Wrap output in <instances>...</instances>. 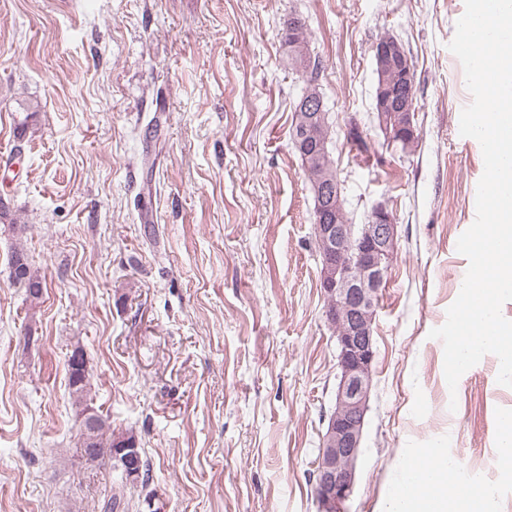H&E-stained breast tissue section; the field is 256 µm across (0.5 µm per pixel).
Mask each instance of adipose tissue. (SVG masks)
Returning a JSON list of instances; mask_svg holds the SVG:
<instances>
[{
	"instance_id": "adipose-tissue-1",
	"label": "adipose tissue",
	"mask_w": 512,
	"mask_h": 512,
	"mask_svg": "<svg viewBox=\"0 0 512 512\" xmlns=\"http://www.w3.org/2000/svg\"><path fill=\"white\" fill-rule=\"evenodd\" d=\"M382 512H499L498 491L475 487L466 466L434 443L404 461Z\"/></svg>"
}]
</instances>
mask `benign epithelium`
Returning a JSON list of instances; mask_svg holds the SVG:
<instances>
[{
  "instance_id": "1",
  "label": "benign epithelium",
  "mask_w": 512,
  "mask_h": 512,
  "mask_svg": "<svg viewBox=\"0 0 512 512\" xmlns=\"http://www.w3.org/2000/svg\"><path fill=\"white\" fill-rule=\"evenodd\" d=\"M373 51L375 120L392 141L408 150L416 139L412 60L392 36L379 39ZM323 109V98L316 92L304 94L298 102L302 128L293 143L307 164L319 153L329 152V135L315 128ZM312 193L315 237L323 254L321 288L329 304L326 316L336 335L338 368L335 405L319 449L314 494L319 512H343L356 485L376 357L373 323L379 290L397 251L398 224L382 203L371 208L366 223L349 224L341 204L331 207L329 183L316 181ZM114 462L130 479L140 472V453L135 446L117 449Z\"/></svg>"
}]
</instances>
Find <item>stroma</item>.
Instances as JSON below:
<instances>
[{"mask_svg": "<svg viewBox=\"0 0 512 512\" xmlns=\"http://www.w3.org/2000/svg\"><path fill=\"white\" fill-rule=\"evenodd\" d=\"M464 0H0V143L23 171L0 201V512H101L110 469L78 449L67 359L91 406L133 432L151 479L131 512H317L337 388L313 195L292 141L307 81L282 25L304 21L355 224L384 203L399 244L346 512H380L400 462L444 443L512 512L498 432L512 388L488 354L456 390L446 320L469 261L479 143L449 50ZM416 74L413 151L371 120L373 46ZM358 125L365 144L350 142ZM25 225L16 234L14 225ZM24 249L39 304L9 278ZM67 368L70 394L74 397L78 406H84L82 415L88 410L85 415L87 416L88 422L92 424L95 422L96 418L95 415H93V410H89L91 408H89L87 400L85 399L89 385V374L86 353L83 348L80 346L74 347L68 356Z\"/></svg>", "mask_w": 512, "mask_h": 512, "instance_id": "1", "label": "stroma"}]
</instances>
